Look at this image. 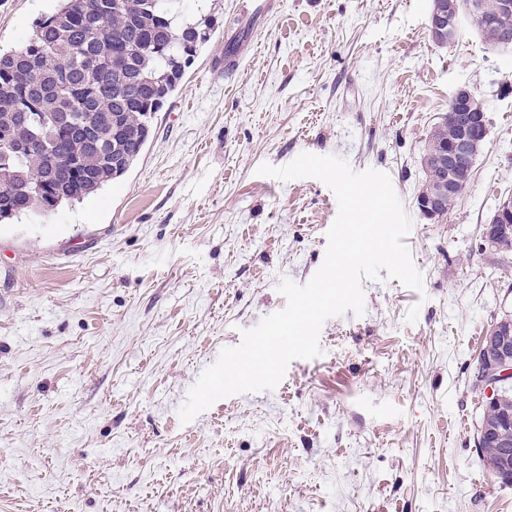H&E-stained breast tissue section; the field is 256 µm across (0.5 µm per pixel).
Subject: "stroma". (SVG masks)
<instances>
[{
	"label": "stroma",
	"mask_w": 512,
	"mask_h": 512,
	"mask_svg": "<svg viewBox=\"0 0 512 512\" xmlns=\"http://www.w3.org/2000/svg\"><path fill=\"white\" fill-rule=\"evenodd\" d=\"M220 67L236 0L153 119L139 161L83 202L0 223V512H512L483 460L482 338L512 316V251L482 230L512 196V51L472 18L432 42V0H279ZM56 0H0V48ZM488 135L442 218L418 209L430 136L459 89ZM388 173L422 291L364 281L323 353L271 391L190 422L220 351L321 267L337 201L321 180L256 175L299 154Z\"/></svg>",
	"instance_id": "obj_1"
}]
</instances>
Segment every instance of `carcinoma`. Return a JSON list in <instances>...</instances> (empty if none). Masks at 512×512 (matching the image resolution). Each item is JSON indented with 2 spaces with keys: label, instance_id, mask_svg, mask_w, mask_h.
I'll return each mask as SVG.
<instances>
[{
  "label": "carcinoma",
  "instance_id": "1",
  "mask_svg": "<svg viewBox=\"0 0 512 512\" xmlns=\"http://www.w3.org/2000/svg\"><path fill=\"white\" fill-rule=\"evenodd\" d=\"M24 47L0 49V221L81 203L143 154L154 114L179 87L212 27L180 0H57ZM482 29L512 38V11L480 0ZM444 117L429 151L453 139Z\"/></svg>",
  "mask_w": 512,
  "mask_h": 512
}]
</instances>
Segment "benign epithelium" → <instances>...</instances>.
<instances>
[{"mask_svg":"<svg viewBox=\"0 0 512 512\" xmlns=\"http://www.w3.org/2000/svg\"><path fill=\"white\" fill-rule=\"evenodd\" d=\"M472 16L485 26L479 0H432L429 28L433 42L446 45L456 36L463 14ZM451 109L459 113L458 135L442 141V149L427 155L424 166L433 178L432 187L424 198H418V208L428 218L442 214L448 196L464 186L460 162L472 159L487 135L488 123L483 104L467 89L456 92ZM483 244L499 251L512 250V197L500 201L493 220L484 225ZM481 370L478 386L486 392L485 411L495 410L496 419L482 422L478 438L498 448L492 463L493 471L506 483H512V413L501 408L504 392L512 387V319L502 318L492 323L484 336L478 355Z\"/></svg>","mask_w":512,"mask_h":512,"instance_id":"obj_1","label":"benign epithelium"}]
</instances>
